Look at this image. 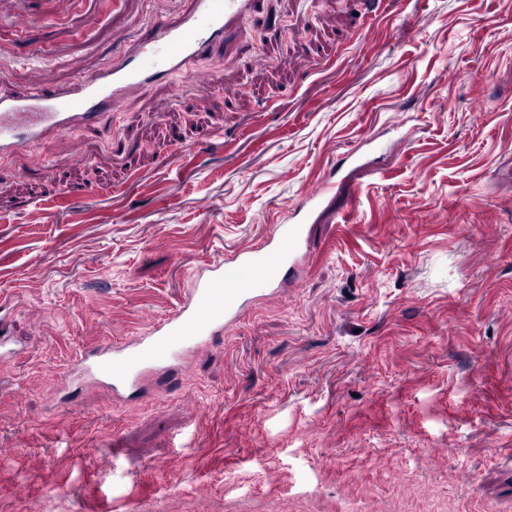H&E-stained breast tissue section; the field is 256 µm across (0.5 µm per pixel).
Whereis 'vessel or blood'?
Masks as SVG:
<instances>
[{
    "label": "vessel or blood",
    "mask_w": 512,
    "mask_h": 512,
    "mask_svg": "<svg viewBox=\"0 0 512 512\" xmlns=\"http://www.w3.org/2000/svg\"><path fill=\"white\" fill-rule=\"evenodd\" d=\"M260 0H194L174 25L154 30L155 51L133 43L112 63L55 96L0 94V158L17 157L48 135H66L99 119L104 108L139 88L186 69L240 35ZM330 184L309 186L284 221L270 225L261 244L243 247L192 271L178 306L149 320L124 342L100 343L76 357L56 381L111 392L113 400L147 393L174 368H187L215 339L232 334L251 307L282 299L308 269L309 222L317 220ZM25 344L10 328L9 304L0 298V371L14 364Z\"/></svg>",
    "instance_id": "vessel-or-blood-1"
}]
</instances>
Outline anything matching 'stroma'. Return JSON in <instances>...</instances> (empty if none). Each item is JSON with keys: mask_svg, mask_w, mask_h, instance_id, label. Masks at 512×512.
I'll list each match as a JSON object with an SVG mask.
<instances>
[{"mask_svg": "<svg viewBox=\"0 0 512 512\" xmlns=\"http://www.w3.org/2000/svg\"><path fill=\"white\" fill-rule=\"evenodd\" d=\"M190 2L32 0L0 20V93L68 90ZM371 135L290 299L151 395L55 398ZM1 291L28 347L0 512H512V0H263L229 49L0 162Z\"/></svg>", "mask_w": 512, "mask_h": 512, "instance_id": "35a3bbf8", "label": "stroma"}]
</instances>
